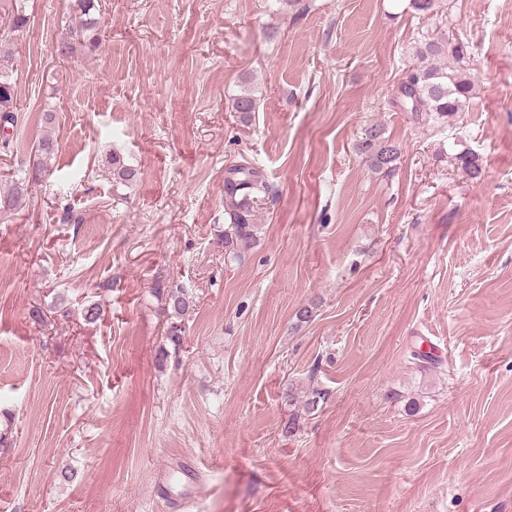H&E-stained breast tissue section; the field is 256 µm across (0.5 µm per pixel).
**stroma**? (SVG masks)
Here are the masks:
<instances>
[{"label":"stroma","instance_id":"stroma-1","mask_svg":"<svg viewBox=\"0 0 512 512\" xmlns=\"http://www.w3.org/2000/svg\"><path fill=\"white\" fill-rule=\"evenodd\" d=\"M72 5L27 0L0 44L18 115L0 190L41 136L60 144L52 178L0 214V512H512V0L429 17L409 0H99L101 47L68 62ZM439 23L475 92L425 123L391 98ZM374 123L401 148L394 176L356 150ZM109 153L138 181L113 182ZM243 158L276 197L233 261L224 174ZM160 279L194 302L163 361ZM426 339L440 354L417 360ZM312 381L326 402L284 436L288 386ZM184 464L189 500L167 476Z\"/></svg>","mask_w":512,"mask_h":512}]
</instances>
